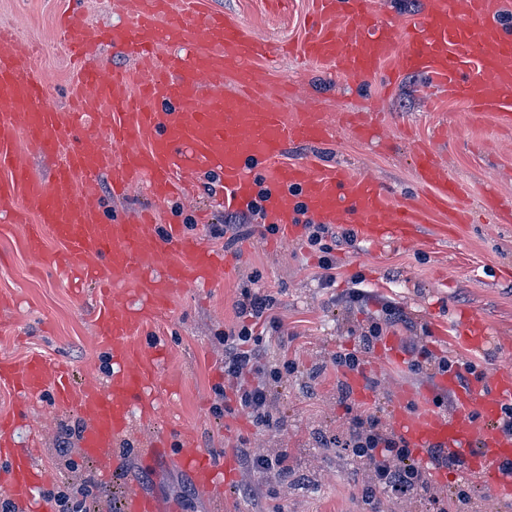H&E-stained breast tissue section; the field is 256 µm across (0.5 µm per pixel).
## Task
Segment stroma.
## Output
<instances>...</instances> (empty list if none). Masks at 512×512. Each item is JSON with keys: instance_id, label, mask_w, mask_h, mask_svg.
I'll return each instance as SVG.
<instances>
[{"instance_id": "35a3bbf8", "label": "stroma", "mask_w": 512, "mask_h": 512, "mask_svg": "<svg viewBox=\"0 0 512 512\" xmlns=\"http://www.w3.org/2000/svg\"><path fill=\"white\" fill-rule=\"evenodd\" d=\"M213 8L242 22L252 36L273 46L296 44L308 29L312 0H210ZM81 16L84 28L124 21L115 0H0V29L15 33L33 49L35 71L51 100L66 105L73 74L55 39L56 18ZM255 71L271 83L288 82L290 113L315 112L333 130L330 140L292 143L286 160L311 156L325 165H344L392 190L418 200L428 187L416 178L419 145L434 149L455 179L473 213L454 236L437 234L438 220L421 228V241L372 247L361 241L334 244L333 285L324 286L317 253L306 235L281 239L267 232L268 217L251 210L227 211L219 202V180L196 174L193 192L157 203L146 187L114 196L110 176L100 179L107 210L151 214L157 228L182 225L186 234L224 251L229 275L210 288L178 290L170 306L145 327L141 339L165 350L162 373L178 383L157 417H134L125 436L126 469L106 480L80 451L84 418L78 408L54 406L50 396L21 404L0 385V414L13 413V441L19 450L36 449L53 484L69 483L72 495H90L97 512H122L128 483L137 482L166 507L165 512H437L430 500L436 486L398 497L369 492L368 468L345 448L350 420L362 413L387 425L403 390L433 384L436 358L458 363V372H488L499 363L495 347L478 353L458 338L456 316L468 310L489 326L492 337L512 336V221L485 213V191L494 189L502 207L512 206V127L495 113L474 115L466 98L437 87L423 70L397 72L387 63L370 83L336 80L295 56L259 60ZM349 113L375 121L371 139H361L346 123ZM25 225L0 230V362L21 363L32 354L62 360L78 383L105 385L112 374L108 349L93 337L98 299L93 288L71 291L53 270L37 268L22 248ZM360 284L366 295L350 302ZM272 296L273 321L262 335L270 363L288 358L295 370L271 386L281 422L256 427L246 416L224 412V334L240 328L238 305L245 295ZM394 315H387V308ZM388 321L383 334L395 338L406 357L373 373L370 397H346L345 369L337 352L359 348L371 322ZM196 446L241 458L243 449L281 455L288 477L240 470L224 491L222 509L195 488L176 465L153 467L147 452L159 435L181 448L184 431ZM467 486L459 499L457 487ZM448 512H512V499L491 500L478 477L449 478L443 491Z\"/></svg>"}]
</instances>
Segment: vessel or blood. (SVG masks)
I'll list each match as a JSON object with an SVG mask.
<instances>
[{
  "instance_id": "vessel-or-blood-1",
  "label": "vessel or blood",
  "mask_w": 512,
  "mask_h": 512,
  "mask_svg": "<svg viewBox=\"0 0 512 512\" xmlns=\"http://www.w3.org/2000/svg\"><path fill=\"white\" fill-rule=\"evenodd\" d=\"M128 20L85 31L79 19L62 15L59 36L77 66L69 108L53 104L35 74L32 54L16 36L0 30V219L20 222L35 215L23 246L39 265L69 282L97 285L96 337L109 347L112 377L106 387L77 386L65 365L34 354L22 363H0V383L24 399L51 393L60 407L75 406L88 422L81 449L105 474L126 466L122 439L135 416L150 417L163 393L176 384L161 373L162 350L135 343L146 323L167 308L180 288H209L227 272L223 250L168 225L157 235L148 216H107L96 193L98 177L111 173L114 188L146 185L155 198L175 195L186 178L214 171L224 183V206L240 210L260 202L283 237H294L301 216L320 224H350L362 241L381 246L418 241L419 228L444 214L443 235L464 221L460 191L432 148L419 147L416 171L430 186L424 202L391 196L372 178L344 166H322L314 158L288 162L292 142L331 136L317 114L288 117L270 103V90L254 64L270 56L246 27L210 9L209 0H124ZM99 42L138 59V72L117 71L91 54ZM308 66L327 68L336 78L365 81L384 62L425 70L437 85L459 89L478 112L500 110L512 126V11L505 0H427L418 19L403 26L383 15L378 0H314L307 34L296 46ZM241 89L228 94L224 78ZM41 151H64L49 183L35 179L23 163L18 137ZM55 238L60 250H49ZM462 340L474 351L489 341L487 324L459 312ZM452 410L433 403L395 411L391 430L413 452L417 464L446 483L447 465L461 463L481 476L495 497H512V436L499 420L512 402V370L440 379ZM10 418H0V485L21 512H40L38 491L48 474L33 453L11 448ZM154 462L174 461L202 492L222 493L236 478L230 458L211 456L185 441L170 454L157 438ZM124 512H162L163 505L130 485Z\"/></svg>"
}]
</instances>
